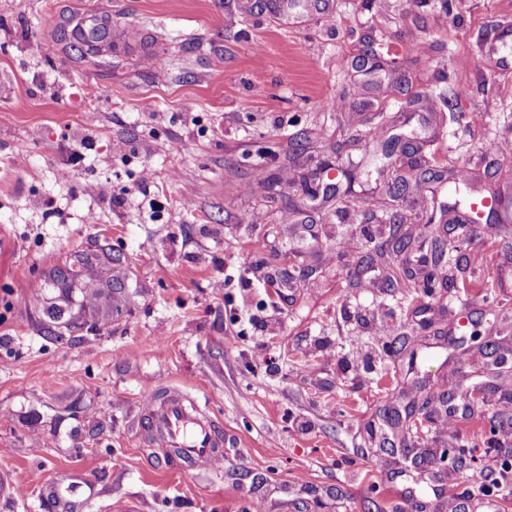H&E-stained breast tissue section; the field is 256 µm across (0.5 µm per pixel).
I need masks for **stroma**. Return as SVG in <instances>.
<instances>
[{
	"instance_id": "35a3bbf8",
	"label": "stroma",
	"mask_w": 512,
	"mask_h": 512,
	"mask_svg": "<svg viewBox=\"0 0 512 512\" xmlns=\"http://www.w3.org/2000/svg\"><path fill=\"white\" fill-rule=\"evenodd\" d=\"M87 11L112 20L92 64L60 28ZM303 11L0 0V512H465L512 458V222H428L455 183L512 200L486 150L512 142V0ZM328 162L353 194L303 204ZM442 247L433 293L391 287ZM172 388L207 403L222 472L155 444L142 403Z\"/></svg>"
}]
</instances>
